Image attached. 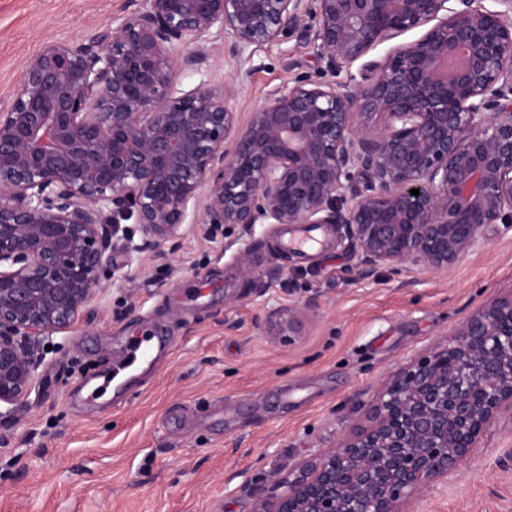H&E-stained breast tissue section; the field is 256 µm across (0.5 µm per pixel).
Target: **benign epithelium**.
I'll list each match as a JSON object with an SVG mask.
<instances>
[{"mask_svg": "<svg viewBox=\"0 0 512 512\" xmlns=\"http://www.w3.org/2000/svg\"><path fill=\"white\" fill-rule=\"evenodd\" d=\"M215 31L232 57L301 33L330 78L270 89L241 124L230 85L175 88ZM129 220L154 243L188 222L333 224L359 279L449 269L485 226L512 231V0H141L31 54L0 103V404L30 394L42 338L105 290L107 240L142 251ZM312 313L276 308L268 335L301 336ZM505 411L512 289L388 374L366 423L282 492L257 486L252 512H411ZM423 31H424V29L413 30V31L405 33L404 35H402L401 37H399L398 39H396L392 42H388V43L378 46L375 50L368 53L365 57L356 61L352 66V69H351L352 72L358 76L362 66L365 63H367L369 61H373V60H380L381 58H383L385 56L389 47H391L392 45L398 44V43L411 42V41L417 39L423 33Z\"/></svg>", "mask_w": 512, "mask_h": 512, "instance_id": "1", "label": "benign epithelium"}]
</instances>
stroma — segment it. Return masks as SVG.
I'll return each instance as SVG.
<instances>
[{
  "instance_id": "1",
  "label": "stroma",
  "mask_w": 512,
  "mask_h": 512,
  "mask_svg": "<svg viewBox=\"0 0 512 512\" xmlns=\"http://www.w3.org/2000/svg\"><path fill=\"white\" fill-rule=\"evenodd\" d=\"M135 0H0V102L44 43L90 36ZM176 87L226 82L238 121L273 87L316 72L312 44L293 36L231 59L223 40ZM284 228L185 224L126 257L68 328L44 337L30 395L0 407V512H252V486L332 448L381 381L445 340L480 304L512 286V232L484 229L480 248L447 270L403 265L359 280L334 225L320 244L283 249ZM249 247L250 264L236 259ZM276 271L264 291L255 275ZM311 302L306 334L264 332L273 306ZM151 329L168 336L155 373L124 397L101 390L118 345ZM415 512H512V414L434 483Z\"/></svg>"
}]
</instances>
